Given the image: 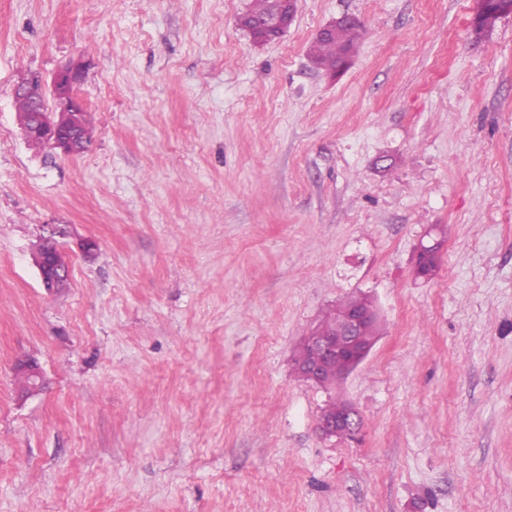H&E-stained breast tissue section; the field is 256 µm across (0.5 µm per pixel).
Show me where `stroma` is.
Listing matches in <instances>:
<instances>
[{
  "label": "stroma",
  "mask_w": 512,
  "mask_h": 512,
  "mask_svg": "<svg viewBox=\"0 0 512 512\" xmlns=\"http://www.w3.org/2000/svg\"><path fill=\"white\" fill-rule=\"evenodd\" d=\"M249 5L0 0V512H512V14L479 40L474 0H298L260 44ZM344 14L366 35L333 76L307 50ZM73 63L66 156L15 90ZM357 294L369 355L297 378ZM333 398L355 437L318 434Z\"/></svg>",
  "instance_id": "stroma-1"
}]
</instances>
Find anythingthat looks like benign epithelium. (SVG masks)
Here are the masks:
<instances>
[{"instance_id":"obj_1","label":"benign epithelium","mask_w":512,"mask_h":512,"mask_svg":"<svg viewBox=\"0 0 512 512\" xmlns=\"http://www.w3.org/2000/svg\"><path fill=\"white\" fill-rule=\"evenodd\" d=\"M293 18H286L280 13L272 14L255 22L257 28L266 32H279L288 28ZM82 65L74 64L59 70L53 80L54 112L45 106L41 90L34 85L23 82L18 86V94L31 97L33 111L37 118L31 127H24L26 138L34 142L59 150L65 156H76L75 143L80 128L87 122L83 101L76 95L75 87L81 81ZM58 258L48 262L43 251L37 250L35 264L42 282H47V271L53 270L57 276H65L68 271L67 261L62 251H57ZM377 312L348 308L336 332L331 336H310L305 354L296 358L300 364L298 371L303 380L323 386L324 377L330 373V367L337 369L335 381H340L354 371L369 355L376 338L366 335L367 330L376 321ZM320 434L325 438H349L354 436L359 423L355 419V410L344 400L336 401L335 412L322 415L317 422Z\"/></svg>"}]
</instances>
